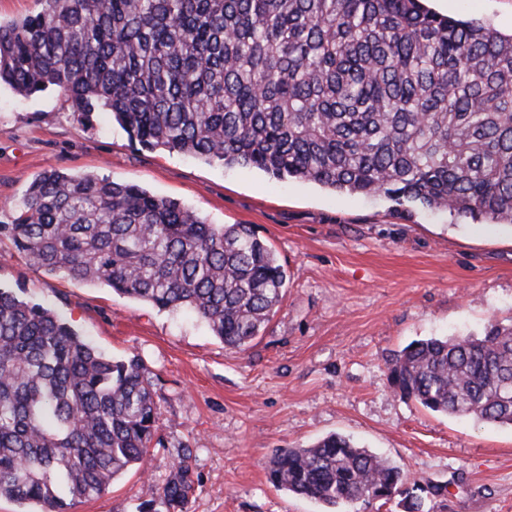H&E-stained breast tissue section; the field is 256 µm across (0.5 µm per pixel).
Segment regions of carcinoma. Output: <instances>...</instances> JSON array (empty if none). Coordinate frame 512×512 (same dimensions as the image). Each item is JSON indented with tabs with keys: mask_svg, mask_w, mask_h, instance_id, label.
I'll return each mask as SVG.
<instances>
[{
	"mask_svg": "<svg viewBox=\"0 0 512 512\" xmlns=\"http://www.w3.org/2000/svg\"><path fill=\"white\" fill-rule=\"evenodd\" d=\"M1 85L110 112L148 149L512 224V32L424 0H39L0 20ZM0 235L50 273L188 308L239 351L286 283L250 225L91 174L37 176ZM386 366L402 398L512 425V324L415 340ZM160 415L139 357L0 288V498L73 512L144 467ZM191 460L182 449L139 512H186ZM267 474L325 512L396 496L433 512L448 492L338 434L279 449Z\"/></svg>",
	"mask_w": 512,
	"mask_h": 512,
	"instance_id": "1",
	"label": "carcinoma"
}]
</instances>
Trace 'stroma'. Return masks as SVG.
<instances>
[{
  "mask_svg": "<svg viewBox=\"0 0 512 512\" xmlns=\"http://www.w3.org/2000/svg\"><path fill=\"white\" fill-rule=\"evenodd\" d=\"M441 14L512 30V0H433ZM57 169L139 184L212 224H250L283 265L276 313L246 351L187 311L50 274L0 240V287L51 308L116 359L138 356L160 408L147 476L127 473L75 512H138L192 451L189 512H323L275 489L281 448L339 434L444 483L434 512H512V427L430 412L395 394L386 361L412 340L512 321V224L453 218L384 197L339 195L131 143L110 113L80 120L62 94L0 87V222L29 182Z\"/></svg>",
  "mask_w": 512,
  "mask_h": 512,
  "instance_id": "obj_1",
  "label": "stroma"
}]
</instances>
